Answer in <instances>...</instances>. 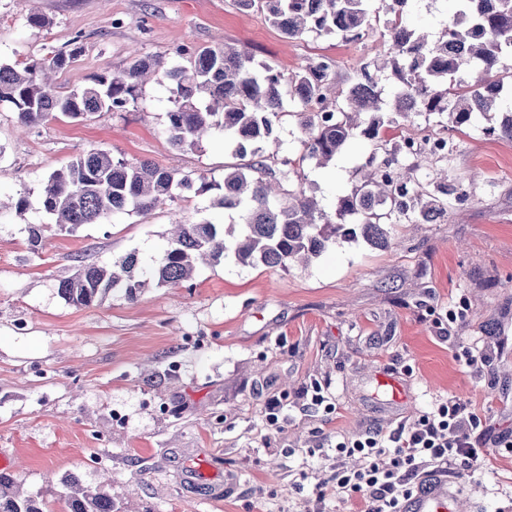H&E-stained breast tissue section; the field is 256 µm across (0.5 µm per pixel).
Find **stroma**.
Here are the masks:
<instances>
[{
    "instance_id": "obj_1",
    "label": "stroma",
    "mask_w": 512,
    "mask_h": 512,
    "mask_svg": "<svg viewBox=\"0 0 512 512\" xmlns=\"http://www.w3.org/2000/svg\"><path fill=\"white\" fill-rule=\"evenodd\" d=\"M50 28L26 25L20 0H0V63H27L82 50L57 77L68 88L122 75L132 50L176 63L178 47L228 41L259 64L287 73L328 57L336 80L359 78L383 31L348 42L335 34L285 38L264 13L234 0H39ZM459 0H408L405 25L444 32ZM171 108L165 79L142 88L123 112L84 123L54 120L30 133L0 103V197H27L23 214L0 213V455L27 492L65 512L61 480L106 485L123 512H353L337 496L336 473L359 465L336 444L412 425L435 404L470 405L481 424L471 439L480 466L439 467L467 491L459 512H512V142L490 135L501 112L474 114L456 149L429 168L401 173L425 190L437 174L461 182L468 204L434 224H394L392 248L364 241L330 246L311 263L199 266L182 287L151 276L172 221L207 218L212 193L146 215H124L70 231L37 207L48 175L106 147L132 162L222 181L223 134L178 152L162 137ZM375 142L353 139L327 166L305 164L303 181L333 210L358 185ZM44 227L31 252L26 225ZM137 252L146 269L136 299L109 292L77 308L57 292L77 255L115 261ZM465 351L487 354L468 368ZM327 401L314 405V393ZM276 409H268V402ZM123 415L114 423L112 410ZM221 464L223 497L187 489L183 460Z\"/></svg>"
}]
</instances>
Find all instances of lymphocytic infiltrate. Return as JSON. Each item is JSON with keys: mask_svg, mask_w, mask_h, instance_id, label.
<instances>
[{"mask_svg": "<svg viewBox=\"0 0 512 512\" xmlns=\"http://www.w3.org/2000/svg\"><path fill=\"white\" fill-rule=\"evenodd\" d=\"M465 424L475 428L480 420L467 404L452 400L422 415L410 431L337 443V452L364 460L361 471L337 475V495L358 497L359 512H400L405 498L424 489L417 476L426 465L454 460L469 469L482 460V450L460 431Z\"/></svg>", "mask_w": 512, "mask_h": 512, "instance_id": "obj_1", "label": "lymphocytic infiltrate"}]
</instances>
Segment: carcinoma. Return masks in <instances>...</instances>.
Returning a JSON list of instances; mask_svg holds the SVG:
<instances>
[{
  "label": "carcinoma",
  "instance_id": "1",
  "mask_svg": "<svg viewBox=\"0 0 512 512\" xmlns=\"http://www.w3.org/2000/svg\"><path fill=\"white\" fill-rule=\"evenodd\" d=\"M368 0H236L242 10L264 12L286 38L309 32L336 34L359 41L371 30ZM408 0H389L394 19L380 34V50L401 88L392 113L448 115L459 128L475 112H495L504 82L512 80V0H461L448 23L449 32L431 40L402 23ZM185 63L169 67L158 58L133 52L121 76L96 77L83 88L65 90L54 77L75 60V51H52L32 63L0 64V102L11 103L21 126L33 128L66 118L84 122L100 112H122L138 99L150 76L163 74L173 88V108L167 112V140L186 152L212 132L224 134V150L241 162L224 166L223 184L215 187L202 176L149 161L131 163L107 148H93L47 178L39 208L71 231L84 224H101L112 216L149 213L187 192L219 190L211 206L230 219H208L173 225L168 247L154 275L172 288L191 279L196 263L232 258L249 267H282L317 257L330 245L363 239L370 246L392 247L389 225L434 224L469 194L446 178L435 193L399 182V151L383 158L372 155L363 181L338 197L334 211L320 208L301 179L304 162L324 165L357 136L385 141L381 91L368 70L348 89L336 90L332 60L321 57L286 74L269 64H257L252 54L227 43L203 49L183 47ZM464 71L472 81L448 78ZM298 110L284 112L282 88ZM295 120L302 147L298 158L278 157V129L284 117ZM144 282L138 255L114 262L79 257L75 275L59 281L58 294L79 308L98 305L106 294L121 290L133 299ZM67 512H122L102 484L95 491L70 477L62 480ZM0 512H53L45 499L22 494L13 475L0 473Z\"/></svg>",
  "mask_w": 512,
  "mask_h": 512
}]
</instances>
